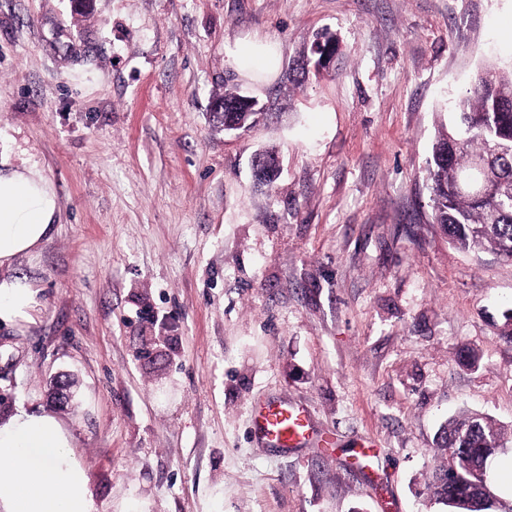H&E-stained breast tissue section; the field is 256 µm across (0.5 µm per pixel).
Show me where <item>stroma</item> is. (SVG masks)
Instances as JSON below:
<instances>
[{
  "mask_svg": "<svg viewBox=\"0 0 512 512\" xmlns=\"http://www.w3.org/2000/svg\"><path fill=\"white\" fill-rule=\"evenodd\" d=\"M511 29L512 0H0V155L60 203L13 265L38 305L0 323V418L62 420L95 512H441L436 435L469 413L512 461V261L455 247L427 178ZM324 31L329 69L299 75ZM254 39L279 53L265 79L232 64ZM228 86L268 120L225 133ZM269 396L335 447L253 442Z\"/></svg>",
  "mask_w": 512,
  "mask_h": 512,
  "instance_id": "stroma-1",
  "label": "stroma"
}]
</instances>
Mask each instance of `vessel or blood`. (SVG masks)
Returning a JSON list of instances; mask_svg holds the SVG:
<instances>
[{
  "label": "vessel or blood",
  "instance_id": "vessel-or-blood-1",
  "mask_svg": "<svg viewBox=\"0 0 512 512\" xmlns=\"http://www.w3.org/2000/svg\"><path fill=\"white\" fill-rule=\"evenodd\" d=\"M251 434L268 448L288 450L313 444L331 448L336 440L330 435H315L308 410L275 398L255 402L251 413Z\"/></svg>",
  "mask_w": 512,
  "mask_h": 512
}]
</instances>
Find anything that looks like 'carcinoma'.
<instances>
[{
	"label": "carcinoma",
	"mask_w": 512,
	"mask_h": 512,
	"mask_svg": "<svg viewBox=\"0 0 512 512\" xmlns=\"http://www.w3.org/2000/svg\"><path fill=\"white\" fill-rule=\"evenodd\" d=\"M507 94H512V72L489 68L479 74L460 101L457 126L438 132L428 173L434 221L452 243L512 259V101L504 99ZM242 97L235 89H225L211 102L213 116L233 121L239 131L264 119ZM475 156L488 159L492 195L472 196L459 185V173ZM500 442V427L483 415L449 420L437 439L448 462L429 475L430 497L447 512H512V505L498 500L490 477L489 461Z\"/></svg>",
	"instance_id": "1"
}]
</instances>
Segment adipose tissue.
Returning a JSON list of instances; mask_svg holds the SVG:
<instances>
[{
  "instance_id": "obj_1",
  "label": "adipose tissue",
  "mask_w": 512,
  "mask_h": 512,
  "mask_svg": "<svg viewBox=\"0 0 512 512\" xmlns=\"http://www.w3.org/2000/svg\"><path fill=\"white\" fill-rule=\"evenodd\" d=\"M232 57L241 73L255 78L278 67L276 51L262 41L242 43ZM59 212L56 189L40 170L0 160V322L29 320L37 290L9 270L49 238ZM73 446L70 430L55 416L19 411L0 419V512H92Z\"/></svg>"
}]
</instances>
